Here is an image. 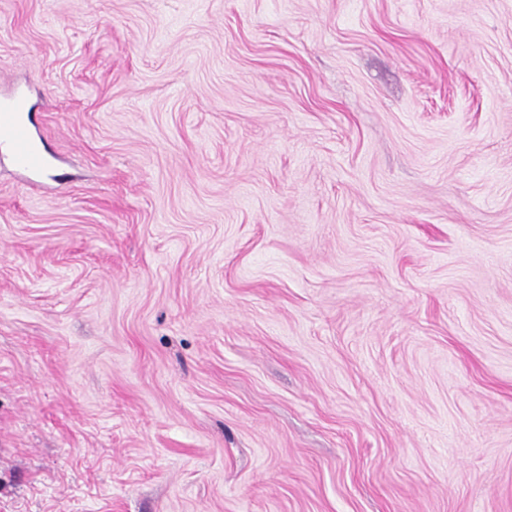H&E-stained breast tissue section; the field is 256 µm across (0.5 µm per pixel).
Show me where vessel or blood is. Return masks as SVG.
<instances>
[{"label": "vessel or blood", "instance_id": "1", "mask_svg": "<svg viewBox=\"0 0 512 512\" xmlns=\"http://www.w3.org/2000/svg\"><path fill=\"white\" fill-rule=\"evenodd\" d=\"M0 145L9 151L15 166L29 174H40L48 164L34 135L23 96L0 99Z\"/></svg>", "mask_w": 512, "mask_h": 512}]
</instances>
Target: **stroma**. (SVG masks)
<instances>
[{
    "label": "stroma",
    "instance_id": "stroma-1",
    "mask_svg": "<svg viewBox=\"0 0 512 512\" xmlns=\"http://www.w3.org/2000/svg\"><path fill=\"white\" fill-rule=\"evenodd\" d=\"M0 512H512V0H0ZM26 108L22 95L1 98L0 145L9 151L17 168L38 175L46 168L48 160L39 147Z\"/></svg>",
    "mask_w": 512,
    "mask_h": 512
}]
</instances>
